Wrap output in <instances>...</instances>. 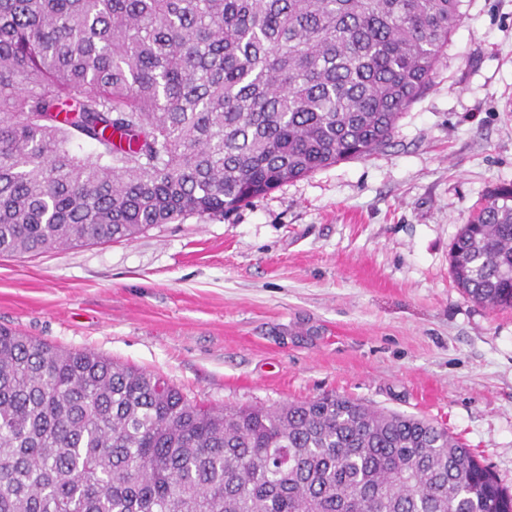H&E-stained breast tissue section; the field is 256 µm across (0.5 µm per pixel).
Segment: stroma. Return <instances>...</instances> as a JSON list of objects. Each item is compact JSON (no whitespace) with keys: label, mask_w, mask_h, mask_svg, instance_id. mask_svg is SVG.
<instances>
[{"label":"stroma","mask_w":512,"mask_h":512,"mask_svg":"<svg viewBox=\"0 0 512 512\" xmlns=\"http://www.w3.org/2000/svg\"><path fill=\"white\" fill-rule=\"evenodd\" d=\"M386 147L226 218L0 256V326L217 407L326 393L447 427L512 494V309L455 287L454 240L512 183V0H461Z\"/></svg>","instance_id":"1"}]
</instances>
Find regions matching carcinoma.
I'll use <instances>...</instances> for the list:
<instances>
[{"instance_id":"obj_1","label":"carcinoma","mask_w":512,"mask_h":512,"mask_svg":"<svg viewBox=\"0 0 512 512\" xmlns=\"http://www.w3.org/2000/svg\"><path fill=\"white\" fill-rule=\"evenodd\" d=\"M461 0H0V254L131 240L386 145ZM96 150L81 154L75 142ZM454 283L512 307V184ZM0 512H512L448 429L327 394L199 405L0 327Z\"/></svg>"}]
</instances>
